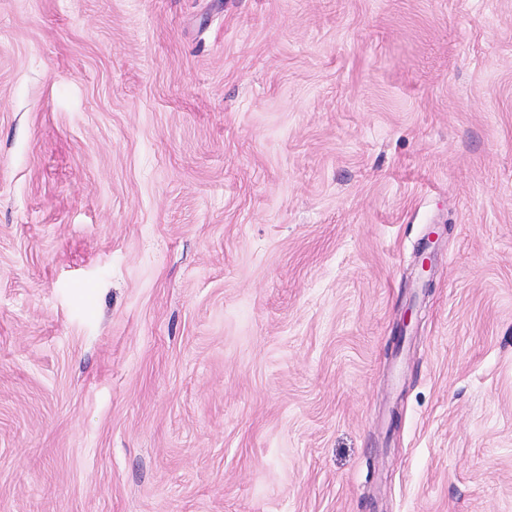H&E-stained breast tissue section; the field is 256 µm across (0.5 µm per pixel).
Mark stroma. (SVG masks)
I'll list each match as a JSON object with an SVG mask.
<instances>
[{
	"mask_svg": "<svg viewBox=\"0 0 512 512\" xmlns=\"http://www.w3.org/2000/svg\"><path fill=\"white\" fill-rule=\"evenodd\" d=\"M0 512H512V0H0Z\"/></svg>",
	"mask_w": 512,
	"mask_h": 512,
	"instance_id": "stroma-1",
	"label": "stroma"
}]
</instances>
